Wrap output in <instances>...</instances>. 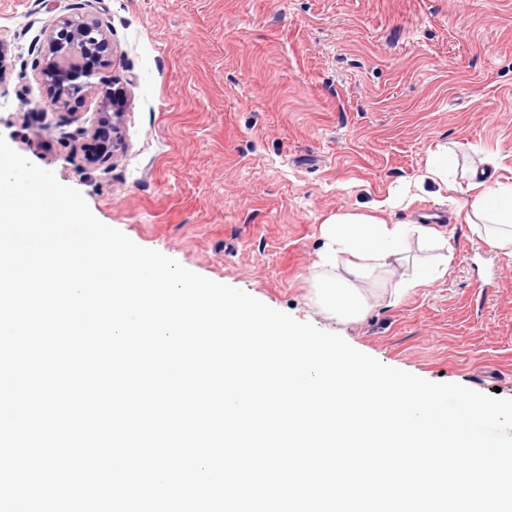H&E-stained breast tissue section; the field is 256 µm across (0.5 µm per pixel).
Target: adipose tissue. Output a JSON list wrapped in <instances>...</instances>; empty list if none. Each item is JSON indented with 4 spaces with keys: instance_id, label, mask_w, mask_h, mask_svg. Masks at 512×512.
Here are the masks:
<instances>
[{
    "instance_id": "obj_1",
    "label": "adipose tissue",
    "mask_w": 512,
    "mask_h": 512,
    "mask_svg": "<svg viewBox=\"0 0 512 512\" xmlns=\"http://www.w3.org/2000/svg\"><path fill=\"white\" fill-rule=\"evenodd\" d=\"M454 160L447 144L429 150L423 180L437 187L440 197L457 194L458 213L472 232L501 255L512 258V178H486L485 167L497 166L488 156L482 167L469 171L466 183L449 179ZM400 200L379 203V215L340 211L321 226L322 247L315 277L316 303L322 314L340 322L362 320L375 305L398 304L414 288L442 278L449 258L443 253L448 240L428 224L392 222L388 211ZM439 249L440 257L425 264L422 273L397 281L392 287L374 289L377 275L392 272L408 259L412 245Z\"/></svg>"
}]
</instances>
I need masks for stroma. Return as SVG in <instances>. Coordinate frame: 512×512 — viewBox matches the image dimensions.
<instances>
[{
	"label": "stroma",
	"instance_id": "stroma-1",
	"mask_svg": "<svg viewBox=\"0 0 512 512\" xmlns=\"http://www.w3.org/2000/svg\"><path fill=\"white\" fill-rule=\"evenodd\" d=\"M112 34L122 151L84 159L42 128L39 40L67 17ZM0 136L141 247L432 382L512 398V259L432 186L447 274L340 323L314 297L320 228L414 184L429 149L512 177V0H0ZM62 131V132H63Z\"/></svg>",
	"mask_w": 512,
	"mask_h": 512
}]
</instances>
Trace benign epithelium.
Instances as JSON below:
<instances>
[{"label":"benign epithelium","mask_w":512,"mask_h":512,"mask_svg":"<svg viewBox=\"0 0 512 512\" xmlns=\"http://www.w3.org/2000/svg\"><path fill=\"white\" fill-rule=\"evenodd\" d=\"M41 51L44 64L39 76L53 88L52 108L67 110L87 95L98 97L99 112L90 126L79 128L78 135L100 144L99 155L89 162L112 157L122 145L118 133L125 106L124 93L119 88L93 82L97 71L87 63V58L92 56L100 65H109L113 55L111 34L94 18H65L45 31Z\"/></svg>","instance_id":"obj_1"}]
</instances>
